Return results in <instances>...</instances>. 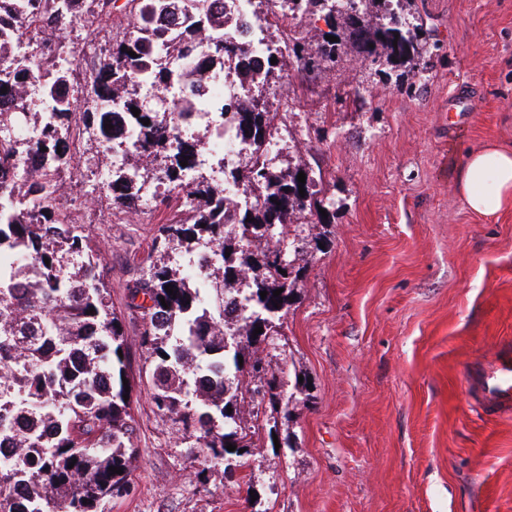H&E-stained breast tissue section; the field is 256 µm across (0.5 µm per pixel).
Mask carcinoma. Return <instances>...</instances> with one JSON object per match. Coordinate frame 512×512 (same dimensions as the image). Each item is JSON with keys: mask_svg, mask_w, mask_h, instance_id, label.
Instances as JSON below:
<instances>
[{"mask_svg": "<svg viewBox=\"0 0 512 512\" xmlns=\"http://www.w3.org/2000/svg\"><path fill=\"white\" fill-rule=\"evenodd\" d=\"M212 2L126 0V25L114 36V0H0V89L7 88L0 98L13 101L12 111L0 112V438L14 443L12 455L0 456V512H107L129 482L135 427L123 398L122 319L112 309L97 245L59 205L63 177L81 176L72 165L78 137L94 139L106 158L125 157L99 186L109 208L130 213L151 202L172 210L157 227L156 258L130 289L132 306L145 316L155 408L215 464L232 457L242 466L253 448L240 425L242 409L267 408L276 426L293 399L309 395L299 374L285 381L269 372L265 351L277 348L281 315L303 277L290 252L331 234L330 218L319 212L322 182L304 164L278 167L268 152L276 114L265 88L278 65L269 56L256 65L231 35L233 19ZM288 2L328 27L312 41L293 40L302 74L348 51L412 72L421 65L427 41L423 25L404 17L411 0H395L393 17L389 0ZM78 23L109 35L81 80L58 65ZM226 58L249 79L262 70V89L231 105L235 138L251 148L247 163L215 171L202 159L205 138L179 129L193 103L156 92L217 78ZM109 119L112 137L105 140ZM241 182L255 203L224 195V186ZM310 216L316 221L304 222ZM202 248L214 261L197 273L184 259ZM257 327L262 333L254 339ZM229 443L236 450H227Z\"/></svg>", "mask_w": 512, "mask_h": 512, "instance_id": "obj_1", "label": "carcinoma"}]
</instances>
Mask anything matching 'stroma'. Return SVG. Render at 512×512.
<instances>
[{"label":"stroma","instance_id":"35a3bbf8","mask_svg":"<svg viewBox=\"0 0 512 512\" xmlns=\"http://www.w3.org/2000/svg\"><path fill=\"white\" fill-rule=\"evenodd\" d=\"M434 29L425 68L347 54L271 100L280 164L320 176L335 217L270 351L305 374L276 438L260 433L226 476L158 415L129 290L163 211L76 215L102 253L133 380L130 488L108 512H512V411L477 401L470 375L512 344V210L471 213L466 153L512 149V0H413Z\"/></svg>","mask_w":512,"mask_h":512}]
</instances>
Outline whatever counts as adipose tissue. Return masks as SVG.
<instances>
[{
    "label": "adipose tissue",
    "instance_id": "obj_1",
    "mask_svg": "<svg viewBox=\"0 0 512 512\" xmlns=\"http://www.w3.org/2000/svg\"><path fill=\"white\" fill-rule=\"evenodd\" d=\"M467 208L492 216L512 206V150L487 145L468 151L459 178Z\"/></svg>",
    "mask_w": 512,
    "mask_h": 512
}]
</instances>
